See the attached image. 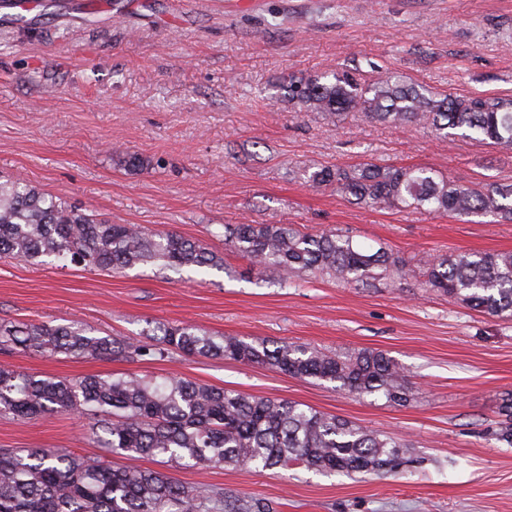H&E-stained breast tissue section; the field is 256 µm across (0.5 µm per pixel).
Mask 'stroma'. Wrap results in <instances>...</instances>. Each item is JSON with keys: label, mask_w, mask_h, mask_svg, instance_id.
I'll list each match as a JSON object with an SVG mask.
<instances>
[{"label": "stroma", "mask_w": 512, "mask_h": 512, "mask_svg": "<svg viewBox=\"0 0 512 512\" xmlns=\"http://www.w3.org/2000/svg\"><path fill=\"white\" fill-rule=\"evenodd\" d=\"M0 0V179L115 224L176 232L224 251L228 272L90 271L0 257V323L81 321L144 339L159 323L322 351L378 350L408 375L403 405L222 359L154 361L1 352L0 365L59 379L171 373L291 400L413 446L394 476L291 466L199 469L149 458L191 487L262 498L275 512H512V446L497 440L512 394V319L454 303L418 273L394 286L308 280L287 288L224 250L228 224L348 231L366 248L441 255L512 251V223L371 209L309 182L312 166L421 165L465 185L512 181V152L448 142L352 112L341 123L289 103V78L387 71L456 95L512 96V0ZM144 159L131 166L129 157ZM91 417L0 415V448L95 456Z\"/></svg>", "instance_id": "1"}]
</instances>
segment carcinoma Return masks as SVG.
I'll list each match as a JSON object with an SVG mask.
<instances>
[{
	"label": "carcinoma",
	"instance_id": "1",
	"mask_svg": "<svg viewBox=\"0 0 512 512\" xmlns=\"http://www.w3.org/2000/svg\"><path fill=\"white\" fill-rule=\"evenodd\" d=\"M288 101L333 123L350 112L395 126L416 125L436 137H457L512 150V97L453 96L388 72L367 82L356 72L323 71L288 82ZM360 205L428 210L460 219L512 222V181L473 188L420 166L372 162L321 166L309 176ZM224 244L262 278L288 286L304 276L343 285L378 278L397 282L405 259L381 246L361 247L347 232L304 233L288 224H226ZM54 257L97 271L138 265L226 268L224 255L175 232L153 234L135 224H110L21 181H0V256ZM431 291L492 317L512 318V252H463L418 259ZM66 358L149 360L170 354L221 357L269 366L298 378L333 383L362 397L401 405L411 387L403 368L381 351L326 353L286 342L215 336L188 323L162 325L151 341L99 336L80 322L0 323V351ZM79 410L99 422L90 441L103 456L55 448L0 449V512H273L266 502L211 494L154 470H131L110 457H160L201 469L298 465L319 473L395 474L408 445L385 433L287 400L245 395L175 375L122 373L74 379L18 372L0 365V415L31 418ZM497 439L512 445V397L502 408Z\"/></svg>",
	"mask_w": 512,
	"mask_h": 512
}]
</instances>
